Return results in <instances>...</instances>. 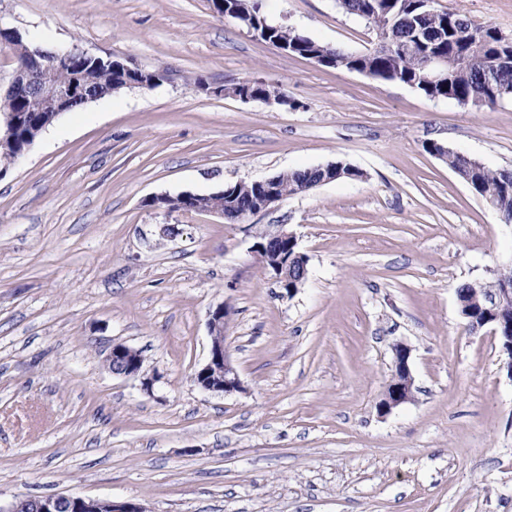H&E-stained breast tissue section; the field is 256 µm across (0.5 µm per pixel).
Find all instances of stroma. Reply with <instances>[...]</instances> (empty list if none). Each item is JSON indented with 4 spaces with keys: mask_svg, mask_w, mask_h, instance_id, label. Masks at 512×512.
<instances>
[{
    "mask_svg": "<svg viewBox=\"0 0 512 512\" xmlns=\"http://www.w3.org/2000/svg\"><path fill=\"white\" fill-rule=\"evenodd\" d=\"M275 24L364 53L336 0H262ZM435 6L512 38V0ZM49 46L166 74L94 100L0 173V504L146 512H512V375L457 289L512 260V223L426 145L512 169V99L472 108L291 56L210 0H0ZM211 87L202 92L193 77ZM255 79L265 104L217 94ZM342 162L339 179L230 224L147 206ZM284 224L308 259L286 293L254 245ZM241 391H202L209 318ZM140 350L152 392L112 375ZM414 398L380 416L395 344ZM109 369L112 375L122 377H140L143 391H153L155 377H144L141 374L142 360L138 352L123 344H114L107 355ZM1 512H146L133 502L92 499L81 496H23L17 497Z\"/></svg>",
    "mask_w": 512,
    "mask_h": 512,
    "instance_id": "1",
    "label": "stroma"
}]
</instances>
